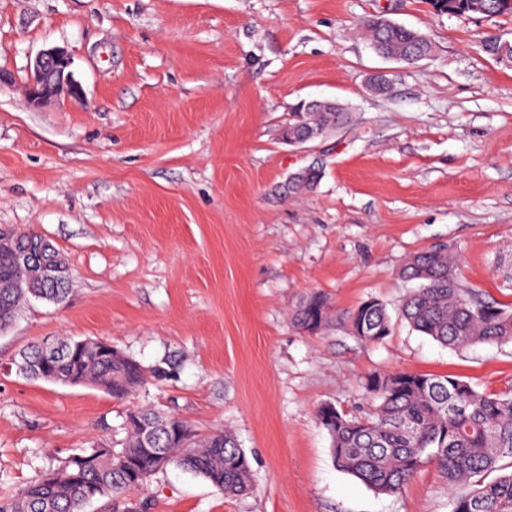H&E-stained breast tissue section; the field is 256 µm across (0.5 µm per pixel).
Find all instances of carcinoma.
<instances>
[{
	"label": "carcinoma",
	"mask_w": 512,
	"mask_h": 512,
	"mask_svg": "<svg viewBox=\"0 0 512 512\" xmlns=\"http://www.w3.org/2000/svg\"><path fill=\"white\" fill-rule=\"evenodd\" d=\"M444 12L459 15L469 4H483L499 15L512 14V0H433ZM370 45L416 60L433 51L432 42L416 38L407 27L381 28L379 17L364 21ZM346 123V112H306L296 107L288 132H304L308 120ZM0 331L15 320L20 305L31 298L27 284L36 271L18 264L15 254L40 240L36 234H17L0 228ZM402 275L419 282L403 301L399 316L409 326L439 344L466 349L476 344L512 342V307L484 298L465 287L459 260L444 248L413 254ZM71 274L56 287L40 292L53 302L69 294ZM331 318L327 299L319 294L292 313L301 330L316 334ZM351 334L359 341L378 343L391 335L392 317L386 305L370 297L347 315ZM54 360L46 362L45 356ZM19 373L31 380L63 386H90L112 394L130 395L161 371H146L138 362L91 339H56L30 347L21 355ZM366 390L378 401L366 416H350L334 408H318L317 419L331 438L336 465L367 488L397 493L421 467L433 463L448 483L450 512H512V394L481 391L453 375L434 376L409 371L375 374ZM155 427L151 447L142 443L143 427ZM123 447L103 446L78 454L56 469L40 475L16 496L0 501V512H84L103 497H116L134 487L129 472L146 484L159 470L174 465L208 481L224 495L246 492L250 467L245 452L228 430L196 438L191 425L152 408L132 410L126 419Z\"/></svg>",
	"instance_id": "1"
}]
</instances>
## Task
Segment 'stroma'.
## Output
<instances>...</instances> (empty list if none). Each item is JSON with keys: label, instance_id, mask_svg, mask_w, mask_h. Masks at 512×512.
I'll use <instances>...</instances> for the list:
<instances>
[{"label": "stroma", "instance_id": "obj_1", "mask_svg": "<svg viewBox=\"0 0 512 512\" xmlns=\"http://www.w3.org/2000/svg\"><path fill=\"white\" fill-rule=\"evenodd\" d=\"M425 34L414 64L378 56L363 20ZM512 16L436 12L430 0H0V227L62 255L72 291L31 300L0 335V499L94 445L120 448L129 410L233 432L251 489L228 498L175 466L85 512H449L424 465L378 494L338 469L317 408L361 413L374 372L448 373L512 388V343L452 350L396 321L357 341L341 322L373 296L397 313L399 270L435 246L463 284L512 306V67L479 49ZM72 58L80 99L26 101L35 56ZM390 81L368 90L372 74ZM329 99L335 133L281 138L293 107ZM317 187L283 196L289 175ZM337 320L308 334L312 293ZM104 340L161 369L123 399L19 375L22 350ZM313 165L307 166L296 173L291 174L288 180L283 184L282 188L285 187V191L288 190L295 183V181L301 177H307L312 170ZM322 179V171L317 168L314 175L308 176L305 181H299L294 187L289 190L291 194H297L303 191L313 190ZM331 318L327 299L317 294L316 299L302 302L292 313L293 323L304 332L316 334L322 331Z\"/></svg>", "mask_w": 512, "mask_h": 512}]
</instances>
